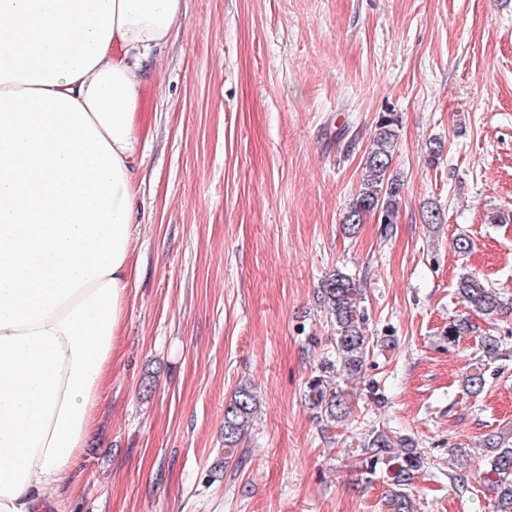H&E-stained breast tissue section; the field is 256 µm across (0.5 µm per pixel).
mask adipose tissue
Masks as SVG:
<instances>
[{
    "instance_id": "obj_1",
    "label": "adipose tissue",
    "mask_w": 512,
    "mask_h": 512,
    "mask_svg": "<svg viewBox=\"0 0 512 512\" xmlns=\"http://www.w3.org/2000/svg\"><path fill=\"white\" fill-rule=\"evenodd\" d=\"M182 0H0V512H50L135 281L142 91Z\"/></svg>"
}]
</instances>
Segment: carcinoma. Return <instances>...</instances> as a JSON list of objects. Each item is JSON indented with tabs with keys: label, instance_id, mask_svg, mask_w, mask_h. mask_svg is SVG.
I'll return each instance as SVG.
<instances>
[{
	"label": "carcinoma",
	"instance_id": "carcinoma-1",
	"mask_svg": "<svg viewBox=\"0 0 512 512\" xmlns=\"http://www.w3.org/2000/svg\"><path fill=\"white\" fill-rule=\"evenodd\" d=\"M398 123L399 118L393 113L381 116L377 122L376 133L363 162L359 189L342 215L341 224L350 232L375 215L380 224L396 223L404 186L400 175L391 169ZM456 295L468 309L488 319L506 310L500 297L473 274L459 278ZM317 300L327 310L336 331V356L324 359L317 374L307 380L305 402L316 412L317 418L335 422L347 415L348 405L344 393L335 386L332 378L338 371L351 379L364 377L370 340L365 330L362 289L352 275L335 270L321 282ZM473 332L472 321L461 313L448 321L444 335L448 344L454 345L461 337ZM480 346L487 358L497 360L504 355L503 343L497 336L480 337ZM255 410V395L245 386L238 388L225 405L223 466L233 461ZM483 447L487 448L489 458L478 477L494 494V512H512V445L489 437ZM360 464V473L369 475L377 468L385 467L389 481V491L383 500L386 512H415L410 487L415 474L424 466V457L410 435L385 429L372 431L362 446Z\"/></svg>",
	"mask_w": 512,
	"mask_h": 512
}]
</instances>
